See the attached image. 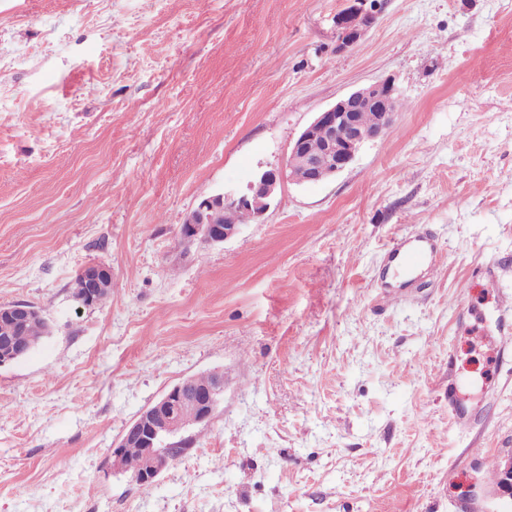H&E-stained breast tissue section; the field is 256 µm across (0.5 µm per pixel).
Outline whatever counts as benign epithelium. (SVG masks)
I'll return each mask as SVG.
<instances>
[{"mask_svg": "<svg viewBox=\"0 0 512 512\" xmlns=\"http://www.w3.org/2000/svg\"><path fill=\"white\" fill-rule=\"evenodd\" d=\"M375 14L366 8V0H351L349 7L336 15L338 31L337 49L354 46L365 30L374 22ZM399 99V90L393 82L383 80L358 89L340 99L332 107L318 113L294 141L288 160L283 168L261 169L240 193H217L199 200L187 220L179 228L185 241L199 240L208 245H218L239 233V225L217 223L218 214L231 206L247 207L256 217H262L270 208L277 188L293 170L295 164L302 165L306 175L301 182L317 184L324 182L346 169L360 149L369 142L382 138L393 125ZM371 108L379 119L374 126H364L358 113ZM318 137L324 138V147L318 154L306 150L307 143ZM89 282L86 292L75 298L82 308H90L102 302L96 283L104 275H112L105 264H93L82 269ZM10 315L22 323L30 318H44L42 310L24 302L0 304V314ZM28 353V349L7 345L0 350V367L9 365ZM224 395V378L213 379L200 385L196 377L190 376L168 389L158 400L143 409L126 428L118 443L112 448L114 468L128 453L138 452L144 463L133 480L139 485L151 486L160 473L173 461L170 455L158 452L163 447L167 434L181 430V416L186 410L198 415L199 424L212 419Z\"/></svg>", "mask_w": 512, "mask_h": 512, "instance_id": "7a95c632", "label": "benign epithelium"}]
</instances>
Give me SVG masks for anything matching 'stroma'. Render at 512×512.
<instances>
[{"instance_id":"obj_1","label":"stroma","mask_w":512,"mask_h":512,"mask_svg":"<svg viewBox=\"0 0 512 512\" xmlns=\"http://www.w3.org/2000/svg\"><path fill=\"white\" fill-rule=\"evenodd\" d=\"M0 0V304L52 332L0 367V512H501L512 491V0ZM388 79L385 137L284 180L220 245L179 227L285 165ZM436 272L382 289L393 240ZM499 262L494 277H473ZM112 292L78 307L79 270ZM223 370L150 489L113 471L136 415ZM470 417L459 432L448 389ZM349 7L336 15L338 31L337 49L343 50L354 46L362 37L365 30L374 22L375 14L367 9L366 0H351ZM352 15H357L355 19ZM394 259L408 274L430 272L439 262L436 246L428 239L413 235L397 243L394 248ZM81 272L85 275L89 282V287L86 288V292L78 297H73L75 302L79 305L78 307L90 308L98 305L102 302L103 298L98 293L96 283L99 278L104 275H108L112 278V270L105 264H93L85 266ZM2 313L10 315L14 321L19 323L25 322L33 317H38L46 321L42 310L24 302L0 304V315Z\"/></svg>"}]
</instances>
